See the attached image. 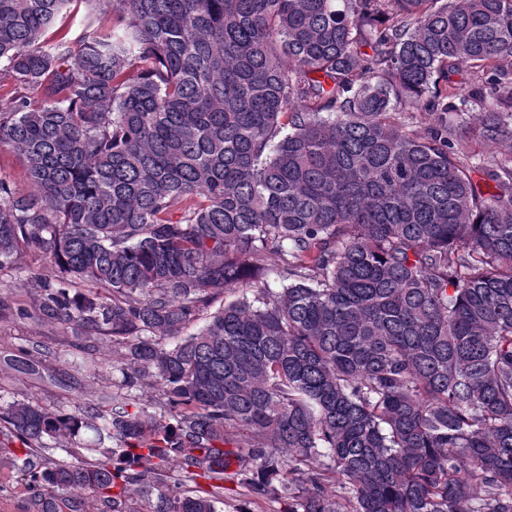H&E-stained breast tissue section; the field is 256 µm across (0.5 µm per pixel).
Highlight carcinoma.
<instances>
[{"instance_id":"cac0c4a2","label":"carcinoma","mask_w":512,"mask_h":512,"mask_svg":"<svg viewBox=\"0 0 512 512\" xmlns=\"http://www.w3.org/2000/svg\"><path fill=\"white\" fill-rule=\"evenodd\" d=\"M2 79L0 271H59L17 315L121 355L96 402L0 405L34 508L512 512V0H0ZM0 177L9 181L17 190H29L26 166L22 157L11 149H0ZM224 487L233 488L235 491H224V512H239L240 510H249L251 512H280L284 504L273 496L263 498H251L245 492L236 488L230 482H224Z\"/></svg>"}]
</instances>
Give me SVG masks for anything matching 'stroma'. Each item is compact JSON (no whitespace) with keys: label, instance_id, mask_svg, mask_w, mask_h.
<instances>
[{"label":"stroma","instance_id":"stroma-1","mask_svg":"<svg viewBox=\"0 0 512 512\" xmlns=\"http://www.w3.org/2000/svg\"><path fill=\"white\" fill-rule=\"evenodd\" d=\"M75 337L73 330L60 329L47 321L9 313L0 315V401L7 403L34 395L48 408L70 409L111 393L120 378L112 369L118 354L111 341L96 340L101 367L93 374L79 370L75 364L71 349ZM30 340L39 344L42 352L43 370L37 377L17 371L4 361L17 346ZM20 450L14 439L8 446L0 447V512H33L29 494L9 463L12 453Z\"/></svg>","mask_w":512,"mask_h":512}]
</instances>
